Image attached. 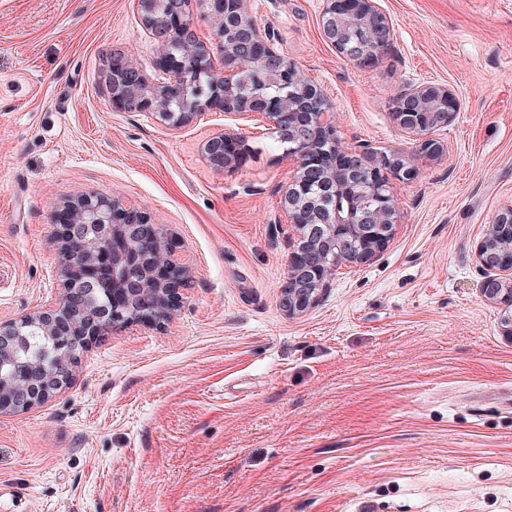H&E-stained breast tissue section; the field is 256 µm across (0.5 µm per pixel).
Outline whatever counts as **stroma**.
<instances>
[{
  "mask_svg": "<svg viewBox=\"0 0 512 512\" xmlns=\"http://www.w3.org/2000/svg\"><path fill=\"white\" fill-rule=\"evenodd\" d=\"M375 3L393 40L362 67L322 0H247L340 148L415 170L393 238L291 316L294 164L265 117L114 108L113 54L162 78L136 0H0V320L56 302L57 208L84 191L164 225L192 271L171 321L98 338L55 398L0 415V512H512V340L475 257L512 205V0ZM411 83L459 97L440 156L392 117ZM224 129L251 154L220 170ZM247 151L244 140L226 130L215 133L203 146L208 162L219 169L232 167Z\"/></svg>",
  "mask_w": 512,
  "mask_h": 512,
  "instance_id": "obj_1",
  "label": "stroma"
}]
</instances>
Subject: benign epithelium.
Segmentation results:
<instances>
[{"label": "benign epithelium", "mask_w": 512, "mask_h": 512, "mask_svg": "<svg viewBox=\"0 0 512 512\" xmlns=\"http://www.w3.org/2000/svg\"><path fill=\"white\" fill-rule=\"evenodd\" d=\"M145 27L152 31H166L172 38L163 43L158 63L165 81L154 84L134 62H128L126 79L110 77L112 105L129 112H147L171 128H181L205 110H218L235 117L253 112L265 114L272 133H277L281 122L293 115L295 98L307 99L312 111L307 116L313 126L302 130L300 141L285 151L296 163L292 183L284 195L286 223L298 231L299 243L288 259L285 283L281 291V304L290 314H299L314 307L330 287L336 271V260L325 270L311 274L303 268L304 248L317 240L325 252L334 253L336 244L347 242L356 228L375 226L373 239L355 253L344 254L339 261L345 264H364L373 259L394 236L397 211L383 207L373 214L356 216L355 212L334 209L326 224H308L304 216L318 207V200L303 188L305 167L315 158L322 157L317 142H328L336 149V127L329 119L325 97L317 87L308 83L294 63L277 53L267 35L263 44L267 51V68L254 70L249 66L250 56L239 47L241 41L251 37L255 29L247 16L245 0H236V21H224V0H197V8L207 16L214 28L216 39L224 51V76L210 80L213 64L207 49L198 42L185 16L179 12L161 9V0H137ZM343 0H323L321 24L325 38L337 52L348 60L362 56L361 44H350L345 28L340 23ZM358 22L366 27L370 39L389 44L392 27L387 17L376 7L374 0H359ZM195 72L196 84L188 85L185 73ZM438 101L448 103V111L441 114L443 124L454 119L459 104L453 91L443 84L413 85L396 102L393 116L399 126L420 136L423 127L419 115L432 119L430 111ZM244 140L229 132L214 134L203 146L208 162L219 169L229 168L247 152ZM390 163L396 166V178L409 180L414 169L392 154L377 158L371 169ZM62 210L69 221L61 225L58 235L60 253L59 296L54 305L34 310L17 318L0 321V415L18 413L37 407L53 398L69 382L78 359L69 356L76 346L75 336L81 337L86 348L98 337L128 326L157 327L170 321L182 299V290L190 279V271L169 246V234L160 224L151 222L143 212L126 206L113 195L88 191L67 199ZM512 223V206L501 211L475 249L482 267L507 261L512 267V253L496 252L498 228ZM152 228L156 252L143 254L132 246L131 236L140 228ZM112 271V280L119 290L112 293V312L106 318L84 320L90 311V302L75 305L73 289L76 282L98 278ZM482 295L506 306H512V281L485 279ZM28 327L41 330L55 348L62 351V363L41 375H31V366L16 360L15 345Z\"/></svg>", "instance_id": "obj_1"}]
</instances>
